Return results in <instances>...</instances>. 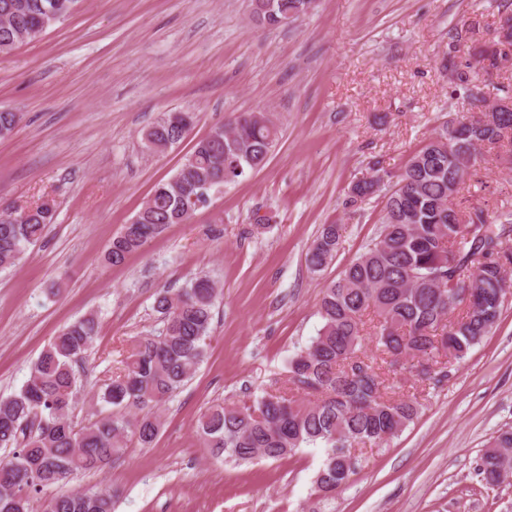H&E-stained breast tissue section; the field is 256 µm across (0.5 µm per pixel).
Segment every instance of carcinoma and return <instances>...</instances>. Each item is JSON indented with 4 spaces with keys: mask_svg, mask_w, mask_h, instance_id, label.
<instances>
[{
    "mask_svg": "<svg viewBox=\"0 0 512 512\" xmlns=\"http://www.w3.org/2000/svg\"><path fill=\"white\" fill-rule=\"evenodd\" d=\"M282 25L289 13H307V0H273ZM79 0H0V53L31 41L71 15ZM474 64L463 69L448 56L442 70L463 90L472 111L509 96V87L479 79L512 58L507 47L475 46ZM17 113L0 109V138L10 136ZM273 115L254 119L240 112L184 155L175 173L157 183L130 222L112 240L107 259L125 262L171 224H186L184 202L202 186L216 190L267 165L278 143ZM185 138L166 112L142 133L150 152ZM512 153V112H486L468 124L448 119L406 161L396 181L381 189L387 172L351 184L350 203L383 195L377 238L332 282L320 299L321 327L310 344L288 363V390L267 393L250 406L215 402L197 422L200 445L225 462L247 464L257 458L284 459L300 448H322L325 459L315 489L327 495L355 472L353 448H382L417 418L413 394L384 396L389 374L428 378L432 365L464 359L492 331L501 316L512 267V206L496 208L494 221L480 205L457 201L475 165L460 168V155L479 160L484 148ZM56 206L43 199L18 207L0 203V270L15 266L36 246L54 221ZM342 226L325 224L308 257L316 273L335 258ZM217 286L199 275L183 287L158 291L152 305L162 328L135 336L122 367L101 385L96 398L108 415L80 426L74 411L82 388L76 366L94 346L98 318L90 313L63 328L41 351L29 377L13 394L0 397V512H112L105 487L66 491L50 499L39 494L63 487L79 474H100L126 451L130 436L151 444L159 434L158 413L193 377L207 353ZM463 309L454 318L451 305ZM373 317L365 319L367 313ZM375 352L366 354V339ZM512 470V429L492 436L482 456L487 484L503 482Z\"/></svg>",
    "mask_w": 512,
    "mask_h": 512,
    "instance_id": "cac0c4a2",
    "label": "carcinoma"
}]
</instances>
